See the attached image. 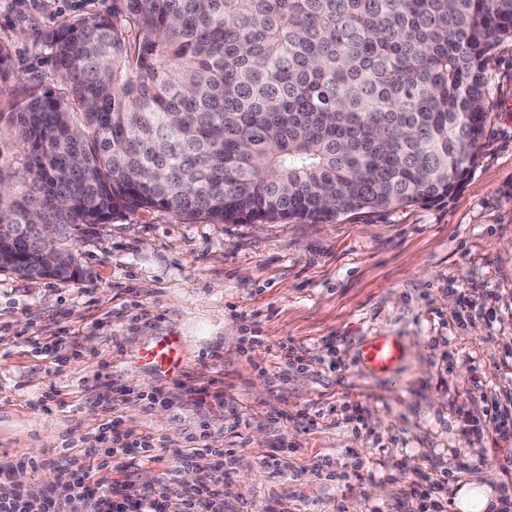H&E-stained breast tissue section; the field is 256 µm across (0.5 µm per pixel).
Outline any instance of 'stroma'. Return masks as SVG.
Listing matches in <instances>:
<instances>
[{
	"mask_svg": "<svg viewBox=\"0 0 512 512\" xmlns=\"http://www.w3.org/2000/svg\"><path fill=\"white\" fill-rule=\"evenodd\" d=\"M110 5L0 0V112L34 84L65 94L43 33ZM487 78L479 159L448 203L328 224L129 210L57 238L80 278L0 271V463L51 455L33 481L63 490L102 405L122 396V429L166 453L194 432L236 449L224 512H413L418 490L458 512L467 484L512 494L503 441L459 420L512 401V40ZM377 333L405 349L388 376L358 365ZM166 336L186 359L174 377L139 359ZM287 339L303 363L283 366ZM191 387L223 407L191 405ZM126 466L132 500L166 471L139 457Z\"/></svg>",
	"mask_w": 512,
	"mask_h": 512,
	"instance_id": "obj_1",
	"label": "stroma"
}]
</instances>
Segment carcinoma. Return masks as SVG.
Wrapping results in <instances>:
<instances>
[{"label": "carcinoma", "instance_id": "carcinoma-1", "mask_svg": "<svg viewBox=\"0 0 512 512\" xmlns=\"http://www.w3.org/2000/svg\"><path fill=\"white\" fill-rule=\"evenodd\" d=\"M512 0H112L44 36L68 87L0 123V270L73 279L42 238L117 210L326 224L445 204L477 162Z\"/></svg>", "mask_w": 512, "mask_h": 512}]
</instances>
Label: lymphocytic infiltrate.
Returning a JSON list of instances; mask_svg holds the SVG:
<instances>
[{
    "label": "lymphocytic infiltrate",
    "instance_id": "obj_1",
    "mask_svg": "<svg viewBox=\"0 0 512 512\" xmlns=\"http://www.w3.org/2000/svg\"><path fill=\"white\" fill-rule=\"evenodd\" d=\"M161 451L151 437L131 429L114 440L111 448L87 446L80 451L76 478L61 495L51 489H34L30 482L35 473L48 467V459L0 466V480L13 485L10 495L0 496V512H224V491L232 478L224 464L235 460L237 451L206 447L196 436L188 437L186 446L175 454L177 466L197 469L195 487H184L166 477L146 497L127 499L122 481L114 477L123 467L124 456L136 452L144 460L159 463Z\"/></svg>",
    "mask_w": 512,
    "mask_h": 512
}]
</instances>
